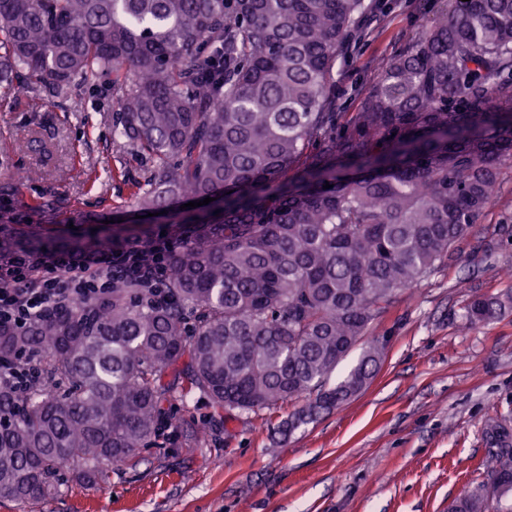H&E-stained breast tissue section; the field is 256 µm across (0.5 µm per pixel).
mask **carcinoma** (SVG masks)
I'll use <instances>...</instances> for the list:
<instances>
[{"instance_id": "cac0c4a2", "label": "carcinoma", "mask_w": 512, "mask_h": 512, "mask_svg": "<svg viewBox=\"0 0 512 512\" xmlns=\"http://www.w3.org/2000/svg\"><path fill=\"white\" fill-rule=\"evenodd\" d=\"M364 0H0V100L44 89L79 111L103 76L113 132L151 166L140 215L182 238L158 288L136 279L0 324V360L37 362L48 387L0 378V500L35 504L63 469L106 483L159 448L167 404L193 393L235 419L301 403L288 428L373 379L398 291L444 262L512 158V0H454L373 67L361 111H336L333 70ZM330 184L325 189L323 185ZM213 199L216 210L180 209ZM147 242V227L52 240L0 225V259ZM512 311L476 295L471 324ZM485 479L448 512H512V428L486 430Z\"/></svg>"}]
</instances>
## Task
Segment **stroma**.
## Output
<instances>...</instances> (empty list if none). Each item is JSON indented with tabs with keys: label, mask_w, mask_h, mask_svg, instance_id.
<instances>
[{
	"label": "stroma",
	"mask_w": 512,
	"mask_h": 512,
	"mask_svg": "<svg viewBox=\"0 0 512 512\" xmlns=\"http://www.w3.org/2000/svg\"><path fill=\"white\" fill-rule=\"evenodd\" d=\"M334 70L336 109L360 111L373 64L404 51L452 0H365ZM117 90L102 77L83 111L28 94L0 102V187L15 186L0 224L22 215L53 239L105 220H133L132 193L149 167L114 138ZM36 139L50 154L25 148ZM512 289V161L490 203L444 263L401 290L371 331L385 361L357 397L291 434L271 420H228L207 400L174 395L162 448L108 483L66 484L42 512H448L483 478L485 431L512 424V312L468 325L476 295ZM214 418L187 447V425Z\"/></svg>",
	"instance_id": "35a3bbf8"
}]
</instances>
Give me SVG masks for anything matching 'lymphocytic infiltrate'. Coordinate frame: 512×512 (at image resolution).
Returning a JSON list of instances; mask_svg holds the SVG:
<instances>
[{
    "mask_svg": "<svg viewBox=\"0 0 512 512\" xmlns=\"http://www.w3.org/2000/svg\"><path fill=\"white\" fill-rule=\"evenodd\" d=\"M176 236H154L150 246L114 245L88 254H56L41 260H0V323L25 324L55 308L107 293L113 279L137 278L147 287L161 282Z\"/></svg>",
    "mask_w": 512,
    "mask_h": 512,
    "instance_id": "obj_1",
    "label": "lymphocytic infiltrate"
}]
</instances>
